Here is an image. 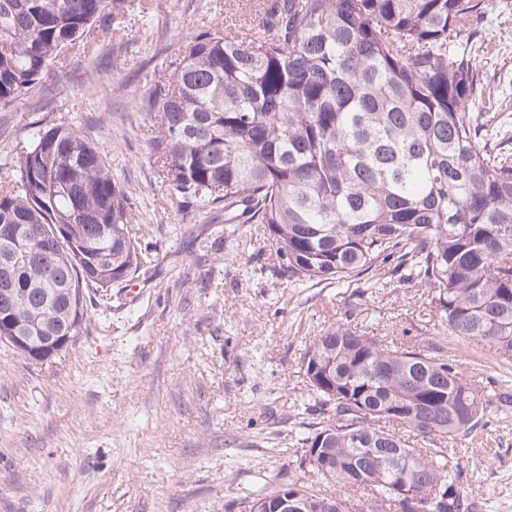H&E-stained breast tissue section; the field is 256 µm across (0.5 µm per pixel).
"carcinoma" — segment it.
Instances as JSON below:
<instances>
[{
    "label": "carcinoma",
    "instance_id": "carcinoma-1",
    "mask_svg": "<svg viewBox=\"0 0 512 512\" xmlns=\"http://www.w3.org/2000/svg\"><path fill=\"white\" fill-rule=\"evenodd\" d=\"M135 0H0V106ZM476 0H274L262 30L185 39L149 81L147 158L171 195L263 224L293 286L388 278L427 290L438 325L512 358V154L475 109L476 59L448 48ZM0 189V341L14 327L51 359L83 333L86 290L123 288L154 256L128 190L83 131L35 128ZM59 238L45 241L58 227ZM299 468L366 493L361 512H468L459 441L512 394L464 378L437 344L384 342L344 325L310 337ZM428 447L414 446L415 438ZM281 486L239 499L273 512ZM288 492L325 497L295 481Z\"/></svg>",
    "mask_w": 512,
    "mask_h": 512
}]
</instances>
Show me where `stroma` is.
I'll use <instances>...</instances> for the list:
<instances>
[{"mask_svg":"<svg viewBox=\"0 0 512 512\" xmlns=\"http://www.w3.org/2000/svg\"><path fill=\"white\" fill-rule=\"evenodd\" d=\"M271 0H152L118 17L0 108V186L15 176L30 127L90 134L130 190L158 267L133 281L140 299L97 306L75 343L35 362L0 343V512H231L252 489L301 481L359 496L300 471L312 414L299 371L310 336L345 324L404 344L442 342L465 377L512 389V362L483 342L440 339L424 289L389 281L358 297L346 285L296 288L272 272L261 224L224 231V214L172 197L146 155L138 109L186 37L266 20ZM479 65L477 106L512 153V0H486L460 38ZM469 512H512V412L490 408L471 442Z\"/></svg>","mask_w":512,"mask_h":512,"instance_id":"stroma-1","label":"stroma"}]
</instances>
